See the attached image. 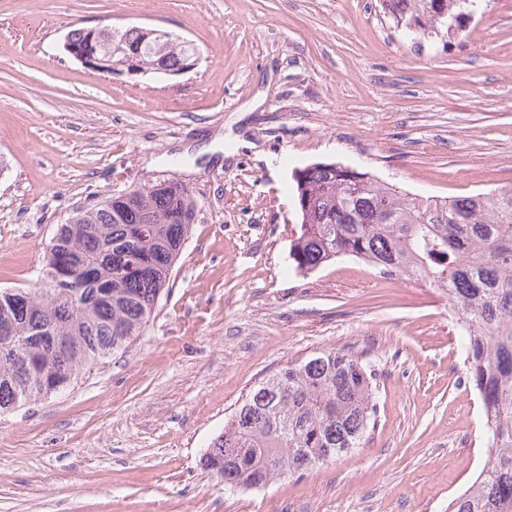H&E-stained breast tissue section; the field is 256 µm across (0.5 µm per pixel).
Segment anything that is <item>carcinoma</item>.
<instances>
[{
	"label": "carcinoma",
	"mask_w": 512,
	"mask_h": 512,
	"mask_svg": "<svg viewBox=\"0 0 512 512\" xmlns=\"http://www.w3.org/2000/svg\"><path fill=\"white\" fill-rule=\"evenodd\" d=\"M477 2L381 0V7L396 27L430 37L460 27ZM67 38L78 51L109 55L114 71L134 56L147 71L194 63L188 42L150 29L108 39L82 27ZM293 182L295 272L356 257L448 300L489 452L448 512H512V188L411 197L339 162L305 166ZM194 221L187 188L151 187L111 196L59 225L38 287L0 288V414L59 393L141 336ZM56 261L76 282L52 275ZM377 377L375 364L343 349L288 362L248 391L200 458L202 468L229 490H248L361 447L377 421Z\"/></svg>",
	"instance_id": "1"
}]
</instances>
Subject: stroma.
Here are the masks:
<instances>
[{
  "label": "stroma",
  "instance_id": "1",
  "mask_svg": "<svg viewBox=\"0 0 512 512\" xmlns=\"http://www.w3.org/2000/svg\"><path fill=\"white\" fill-rule=\"evenodd\" d=\"M191 41L174 80L99 74L67 33ZM0 288L36 287L58 224L164 179L195 223L145 333L0 417V512H448L487 461L447 299L357 258L301 276L292 172L339 161L408 194L512 187V0L444 41L379 0H0ZM345 348L380 367L364 447L231 492L199 458L248 390Z\"/></svg>",
  "mask_w": 512,
  "mask_h": 512
}]
</instances>
